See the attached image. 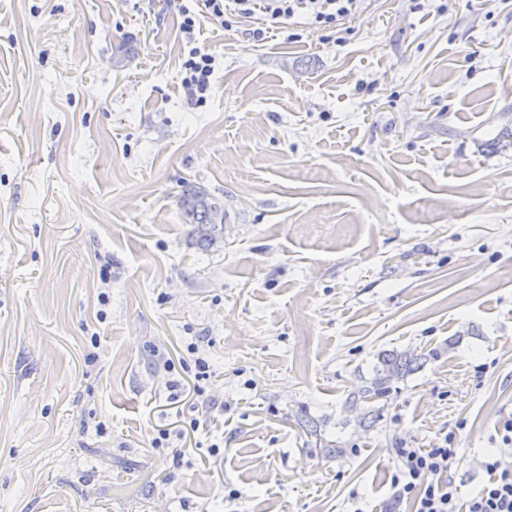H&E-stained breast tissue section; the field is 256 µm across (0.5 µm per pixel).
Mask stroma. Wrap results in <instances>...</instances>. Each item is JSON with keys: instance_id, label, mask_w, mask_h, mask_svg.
<instances>
[{"instance_id": "35a3bbf8", "label": "stroma", "mask_w": 512, "mask_h": 512, "mask_svg": "<svg viewBox=\"0 0 512 512\" xmlns=\"http://www.w3.org/2000/svg\"><path fill=\"white\" fill-rule=\"evenodd\" d=\"M180 23L0 0V512H386L395 448L449 433L469 499L512 419V0H368L340 46L204 24L197 108ZM186 181L224 207L206 251ZM197 336L224 412L154 447L199 416ZM392 349L425 362L367 429ZM216 56L200 47H192L180 70L181 85L187 104L192 108L206 103L212 89V76L215 71ZM199 426H200V421H198L197 419H194V421H192L189 425V429H183V428H176L174 430H170V429H163L161 431L158 432V435L159 437L155 438V441H154V447H157V448H182V447H185V446H168L170 444V439L171 437H174L178 442H187V440L189 439L190 443L192 442L191 440V433H193V437H194V433H196L199 429ZM166 442V443H165ZM163 445H167V446H163Z\"/></svg>"}]
</instances>
